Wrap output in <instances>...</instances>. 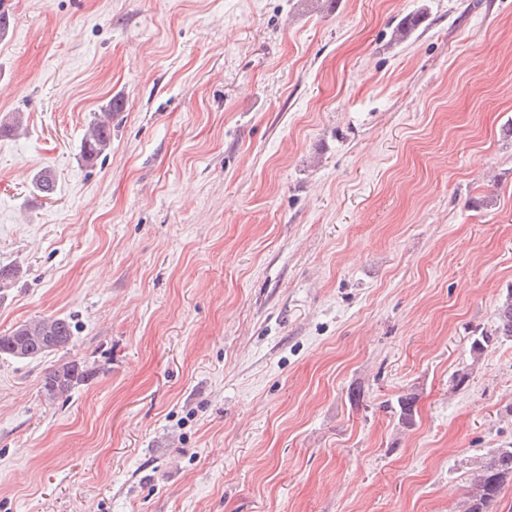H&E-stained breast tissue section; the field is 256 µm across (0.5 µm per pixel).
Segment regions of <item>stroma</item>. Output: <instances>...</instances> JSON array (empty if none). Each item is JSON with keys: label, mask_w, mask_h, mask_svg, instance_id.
Wrapping results in <instances>:
<instances>
[{"label": "stroma", "mask_w": 512, "mask_h": 512, "mask_svg": "<svg viewBox=\"0 0 512 512\" xmlns=\"http://www.w3.org/2000/svg\"><path fill=\"white\" fill-rule=\"evenodd\" d=\"M0 5V336L75 326L0 356V512H450L512 446V0ZM102 108V112L94 113L82 138L81 153L88 163L106 152L112 142V102ZM512 340V292H508L505 299L498 305L494 324L489 330H481L471 342V353L480 357L489 347L495 344ZM73 326L66 317L32 319L0 336V356L19 360H37L66 348L73 341ZM41 336H50L49 341ZM90 372L80 361L71 360L52 365L45 371L42 392L49 401L69 397L71 393L91 377Z\"/></svg>", "instance_id": "1"}]
</instances>
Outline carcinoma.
<instances>
[{
	"instance_id": "cac0c4a2",
	"label": "carcinoma",
	"mask_w": 512,
	"mask_h": 512,
	"mask_svg": "<svg viewBox=\"0 0 512 512\" xmlns=\"http://www.w3.org/2000/svg\"><path fill=\"white\" fill-rule=\"evenodd\" d=\"M420 18L416 16L402 20L393 31L397 42L408 39L416 29ZM23 122L20 112L0 119V137L16 133ZM112 142V103L93 116L81 142L83 159L91 163ZM38 192L50 195L55 190V178L51 171L43 170L33 178ZM73 326L66 317H40L27 321L9 334L0 336V356L19 360H37L67 347L73 341ZM512 340V292L498 305L494 324L481 330L471 342V353L479 358L489 347ZM91 377V372L78 360L57 363L45 371L42 392L49 401L67 398ZM416 396L407 393L399 396L394 406L398 423L410 427L414 423ZM512 482V446L497 448L481 455L469 468L467 492L459 499L451 512H493L507 483Z\"/></svg>"
}]
</instances>
